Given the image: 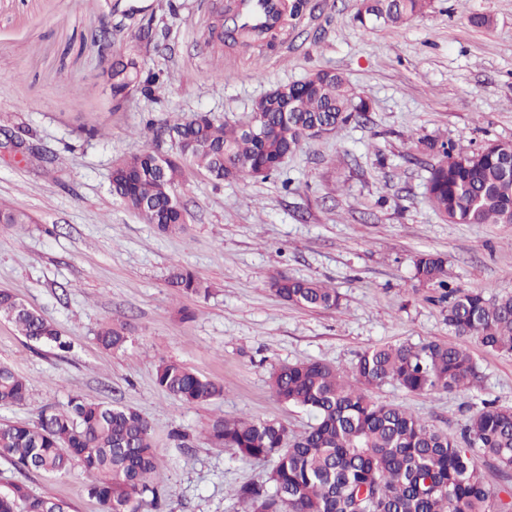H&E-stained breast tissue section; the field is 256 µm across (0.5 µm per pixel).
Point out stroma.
Returning <instances> with one entry per match:
<instances>
[{
    "label": "stroma",
    "instance_id": "obj_1",
    "mask_svg": "<svg viewBox=\"0 0 512 512\" xmlns=\"http://www.w3.org/2000/svg\"><path fill=\"white\" fill-rule=\"evenodd\" d=\"M237 3L0 0V142L26 149L21 161L0 155V205L30 217L0 224V290L72 344L62 358L0 320V362L31 384L26 403L0 406V422H35L76 395L136 409L152 427L153 481L168 493L167 512H238L235 490L264 479L266 465L210 441L215 420H276L295 433L313 424L270 389L284 364L345 370L375 345L455 341L480 367L481 388L411 394L391 383L370 397L453 437L484 403L512 408V352L456 337L436 286L414 270L416 255L437 253L452 286L512 294V224L441 217L425 197L438 157L422 149L426 139L472 149L512 142V0H432L403 26L367 30L354 19L360 0H305L271 46L220 40ZM475 13L491 27L473 26ZM107 22L115 55H139L144 74L163 75L161 87L134 91L118 108L86 43ZM320 70L342 73L369 100L365 120L307 139L267 180L218 183L187 169L177 233H158L113 198L114 162L176 153L164 132L174 117L244 123L269 91ZM91 126L99 135H87ZM178 268L210 295L175 293L168 281ZM280 274L336 288L340 308L289 304L266 286ZM111 322L128 338L117 351L96 340ZM163 358L220 383L223 396L181 404L155 382ZM20 480L71 512H102L82 468L24 478L0 459V490Z\"/></svg>",
    "mask_w": 512,
    "mask_h": 512
}]
</instances>
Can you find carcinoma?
Listing matches in <instances>:
<instances>
[{"label": "carcinoma", "instance_id": "1", "mask_svg": "<svg viewBox=\"0 0 512 512\" xmlns=\"http://www.w3.org/2000/svg\"><path fill=\"white\" fill-rule=\"evenodd\" d=\"M429 0H362L355 20L362 27L397 26L423 13ZM226 37L255 33L233 11ZM137 56L112 62L108 78L120 102L126 89L141 83ZM369 112L367 100L338 73L319 71L275 89L256 102L250 121L230 127L206 112L180 117L167 126L178 152L160 158L146 150L112 169V192L145 224L163 233L184 224V208L174 188L185 166L216 181L247 176L267 179L307 139L324 126L331 133ZM426 185L441 216L456 224H512V142H492L464 151L442 146ZM446 261L424 252L415 275L443 289L445 319L459 337H474L492 352H512V295L488 299L482 291H461L445 280ZM179 293L206 297L210 288L192 271L179 269L169 281ZM269 288L302 308L340 306L334 288L311 281L273 277ZM0 318L26 339L71 349L58 327L0 290ZM107 350L126 342L124 328L108 325L97 336ZM156 384L184 405L224 395L218 383L183 364L160 359ZM477 363L461 345L429 341L421 345L383 344L358 354L344 373L321 361L282 365L270 386L282 402L315 416V424L292 435L273 421H216L211 440L247 460L272 462L265 481L236 490L243 512H512V410L490 402L471 415L460 436L450 437L403 407L377 403L366 390L396 383L412 394L453 392L481 387ZM30 383L0 363V405L29 399ZM0 457L22 472L63 476L74 466L87 472L88 495L104 512H163L166 496L152 485L157 464L150 422L137 410L74 397L64 410L41 414L35 424L0 422ZM502 484H487L482 464ZM60 500L31 493L24 483L0 491V512H69Z\"/></svg>", "mask_w": 512, "mask_h": 512}]
</instances>
